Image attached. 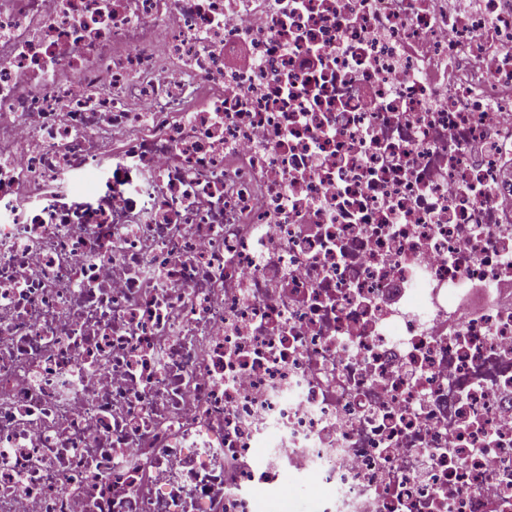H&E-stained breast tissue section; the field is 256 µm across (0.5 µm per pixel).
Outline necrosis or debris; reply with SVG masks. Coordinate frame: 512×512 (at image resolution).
<instances>
[{
	"mask_svg": "<svg viewBox=\"0 0 512 512\" xmlns=\"http://www.w3.org/2000/svg\"><path fill=\"white\" fill-rule=\"evenodd\" d=\"M509 159L512 0H0V512H512Z\"/></svg>",
	"mask_w": 512,
	"mask_h": 512,
	"instance_id": "obj_1",
	"label": "necrosis or debris"
}]
</instances>
